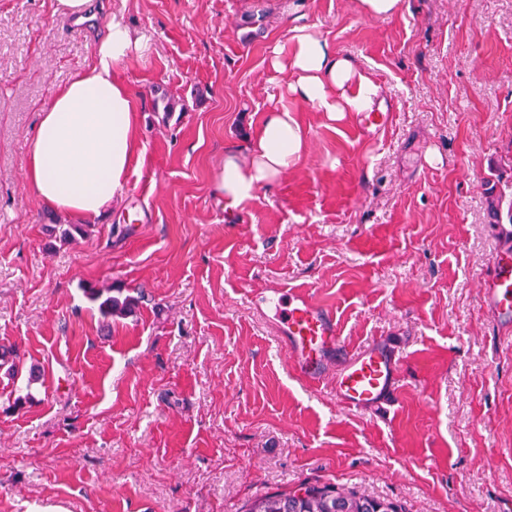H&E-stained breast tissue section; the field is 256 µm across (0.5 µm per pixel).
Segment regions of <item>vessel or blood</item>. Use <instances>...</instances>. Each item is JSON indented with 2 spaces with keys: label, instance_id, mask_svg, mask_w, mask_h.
<instances>
[{
  "label": "vessel or blood",
  "instance_id": "b4317fda",
  "mask_svg": "<svg viewBox=\"0 0 512 512\" xmlns=\"http://www.w3.org/2000/svg\"><path fill=\"white\" fill-rule=\"evenodd\" d=\"M486 304L499 315H512V248L502 247L493 273L483 283ZM287 306L275 324L286 344L295 372L307 383L322 381L336 372V394L349 410L374 409L391 403L401 380L399 355L386 344L353 352L346 347L335 311L309 295L284 288Z\"/></svg>",
  "mask_w": 512,
  "mask_h": 512
}]
</instances>
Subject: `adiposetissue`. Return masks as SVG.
Returning <instances> with one entry per match:
<instances>
[{"mask_svg": "<svg viewBox=\"0 0 512 512\" xmlns=\"http://www.w3.org/2000/svg\"><path fill=\"white\" fill-rule=\"evenodd\" d=\"M143 39L112 20L93 61L68 84L54 90L43 107L26 162V177L39 200L72 219L100 214L127 179L138 153L139 118L131 91L119 76L123 61L142 55ZM287 58L290 102L269 110L255 130L247 156L230 150L215 192L231 212L291 171L307 148L296 103L335 118L371 111L377 87L339 56L326 39L308 32L273 48Z\"/></svg>", "mask_w": 512, "mask_h": 512, "instance_id": "1", "label": "adipose tissue"}]
</instances>
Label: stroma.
<instances>
[{"instance_id": "1", "label": "stroma", "mask_w": 512, "mask_h": 512, "mask_svg": "<svg viewBox=\"0 0 512 512\" xmlns=\"http://www.w3.org/2000/svg\"><path fill=\"white\" fill-rule=\"evenodd\" d=\"M115 14L149 41L119 66L141 152L66 243L24 166ZM298 22L389 120L299 106L303 159L225 221L224 151L285 95L271 50ZM511 236L512 0H404L385 20L355 0H102L81 30L56 0H0V344L23 359L0 370V512H247L305 483L512 512V323L481 293ZM87 283L133 313L103 320ZM288 287L336 311L350 349L395 345L393 407L347 410L333 376L299 378L247 303Z\"/></svg>"}]
</instances>
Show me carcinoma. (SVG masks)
I'll use <instances>...</instances> for the list:
<instances>
[{
	"label": "carcinoma",
	"mask_w": 512,
	"mask_h": 512,
	"mask_svg": "<svg viewBox=\"0 0 512 512\" xmlns=\"http://www.w3.org/2000/svg\"><path fill=\"white\" fill-rule=\"evenodd\" d=\"M114 288H99L88 284L83 288L85 297L98 304L103 318L125 316L132 312L133 299H121L112 295ZM20 361L18 350L12 346L0 347V369H7L11 377L17 373ZM247 512H398L392 502L380 501L361 496L354 491H344L336 487L318 484L307 485V496L277 493L251 505Z\"/></svg>",
	"instance_id": "1"
}]
</instances>
